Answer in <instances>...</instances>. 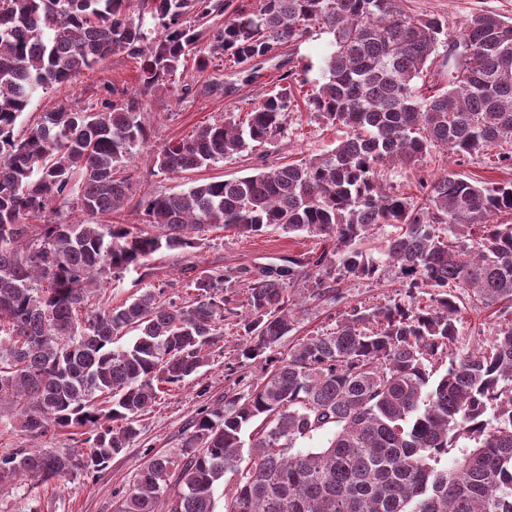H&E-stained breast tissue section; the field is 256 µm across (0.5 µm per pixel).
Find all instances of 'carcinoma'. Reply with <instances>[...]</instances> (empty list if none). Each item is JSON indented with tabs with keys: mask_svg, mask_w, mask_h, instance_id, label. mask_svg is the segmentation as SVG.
<instances>
[{
	"mask_svg": "<svg viewBox=\"0 0 512 512\" xmlns=\"http://www.w3.org/2000/svg\"><path fill=\"white\" fill-rule=\"evenodd\" d=\"M400 2L0 0V403L16 406L20 435L73 429L82 444L0 456L1 495L19 479L31 493L106 469L161 394L198 377L234 318L238 367L263 362V375L201 409L179 456H151L118 512H215L228 472L224 512H512V224L493 219L512 212V182L445 172L418 179L415 199L384 174L434 151L464 158L512 142V23L479 12L452 30ZM314 28L333 36L324 82L283 71L246 115L227 112L151 160L171 175L206 169L272 143L301 110L343 130L335 149L148 191L140 227L117 220L133 182L117 169L150 143L146 95L177 88L190 56L201 72L215 58L250 71ZM440 48L446 90L418 84ZM118 52L140 60L139 93L59 107L16 131L37 92ZM75 207L107 223L75 224ZM220 224L324 247L142 286L154 254H194ZM377 226L391 227L380 260L364 249ZM388 271L393 297L346 302V282ZM130 273L127 300L94 304ZM327 302L342 306L336 329L272 355L303 308ZM468 308L497 313L493 335L471 328L470 348ZM320 432L331 433L324 446L297 447Z\"/></svg>",
	"mask_w": 512,
	"mask_h": 512,
	"instance_id": "obj_1",
	"label": "carcinoma"
}]
</instances>
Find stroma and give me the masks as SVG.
<instances>
[{
    "instance_id": "obj_1",
    "label": "stroma",
    "mask_w": 512,
    "mask_h": 512,
    "mask_svg": "<svg viewBox=\"0 0 512 512\" xmlns=\"http://www.w3.org/2000/svg\"><path fill=\"white\" fill-rule=\"evenodd\" d=\"M404 3L412 15L435 16L448 21L453 27L461 26L467 16L478 11H490L505 19H512V0H404ZM331 40V35L315 30L295 46L280 47L276 57L267 62L260 81L255 84L244 83L242 76L231 75L228 70L214 65L208 66L202 73L197 72L194 65H186L189 92L157 94L148 99V106L154 116L151 125L152 145L158 146L172 139L188 137L199 126L221 119L224 112L246 106L258 98L262 89L271 87L277 79L281 64L287 61L309 65V78L314 81L320 79ZM215 80L232 82L233 92L208 91V84ZM138 86L139 65L136 59L123 53L113 54L94 69L78 75L66 87L37 95L20 117L19 123L27 125L39 113L63 105L98 103L107 97L112 87L130 93ZM340 138L338 130L318 127L308 120L306 113L297 112L290 117L287 131L273 143L255 152L225 159L203 170L202 176L209 180L247 176L267 164L311 158L334 148ZM511 152L512 145L504 143L464 159L437 154L426 159L421 173L437 175L446 170L475 181L512 182V162L506 159ZM128 170L135 178L132 202L126 206L124 215L125 221L130 224L137 219L134 204L144 192L183 190L194 179L190 173L178 178L161 173L144 154L129 164ZM319 245L316 238L293 236L279 231L243 237L234 231L216 228L209 232L204 248L198 253L158 254L152 265L158 276L179 280L185 278L187 268L192 265L224 269L249 261L265 263L272 258L299 254ZM235 343L234 336L228 333L223 341L212 346L210 362L202 369L200 377L171 391L162 398L160 405L145 414L141 420L139 440L114 457L105 470L81 473L42 490L40 512H114L119 492L132 484L152 455L179 453L184 428L201 408L223 397L225 391L233 387L236 379H244L249 384L258 378L261 366L257 363L242 369L240 374H231L229 363L235 358ZM14 415L11 405L0 406V455L34 444L42 448L73 447L72 435L66 431L57 432L36 443L23 438L8 424Z\"/></svg>"
}]
</instances>
